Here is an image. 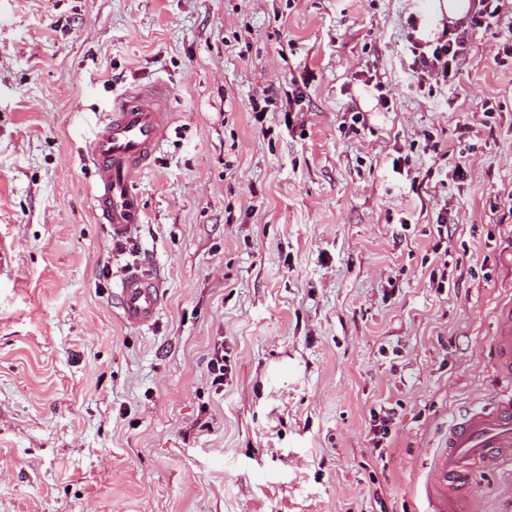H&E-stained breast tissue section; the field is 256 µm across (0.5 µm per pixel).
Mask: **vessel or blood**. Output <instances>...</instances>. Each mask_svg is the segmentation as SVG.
<instances>
[{
	"mask_svg": "<svg viewBox=\"0 0 512 512\" xmlns=\"http://www.w3.org/2000/svg\"><path fill=\"white\" fill-rule=\"evenodd\" d=\"M164 88H135L113 99L85 143L83 155L93 172L91 201L100 223L113 237H130L141 222L135 185L156 158L170 128ZM124 322H153L163 293L150 274L135 272L117 286ZM499 380L493 404L471 408L448 426L447 440L437 451L427 475V512H457V489L478 470L512 466V306L499 314L490 343Z\"/></svg>",
	"mask_w": 512,
	"mask_h": 512,
	"instance_id": "vessel-or-blood-1",
	"label": "vessel or blood"
}]
</instances>
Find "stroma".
<instances>
[{
	"mask_svg": "<svg viewBox=\"0 0 512 512\" xmlns=\"http://www.w3.org/2000/svg\"><path fill=\"white\" fill-rule=\"evenodd\" d=\"M434 5L0 0V512H425L512 305V9L417 87ZM147 84L175 121L117 241L82 148ZM136 271L164 293L143 327L113 294ZM462 496L512 512V471Z\"/></svg>",
	"mask_w": 512,
	"mask_h": 512,
	"instance_id": "1",
	"label": "stroma"
}]
</instances>
